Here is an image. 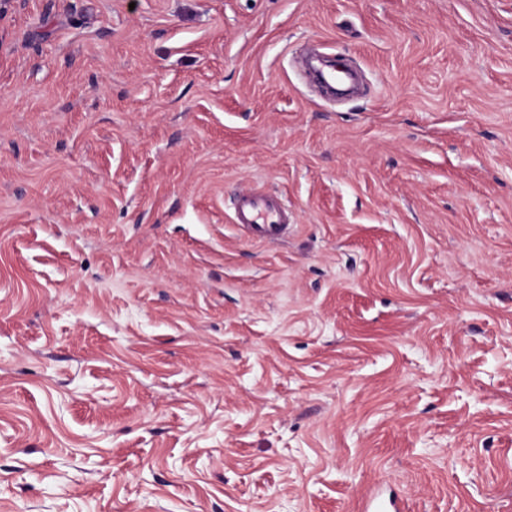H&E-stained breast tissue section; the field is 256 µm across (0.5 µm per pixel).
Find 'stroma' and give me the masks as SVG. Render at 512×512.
Instances as JSON below:
<instances>
[{
	"mask_svg": "<svg viewBox=\"0 0 512 512\" xmlns=\"http://www.w3.org/2000/svg\"><path fill=\"white\" fill-rule=\"evenodd\" d=\"M374 484L512 512V0H6L0 512ZM238 224L247 225L258 242L279 241L288 234V206L277 197L249 192L238 198Z\"/></svg>",
	"mask_w": 512,
	"mask_h": 512,
	"instance_id": "stroma-1",
	"label": "stroma"
}]
</instances>
